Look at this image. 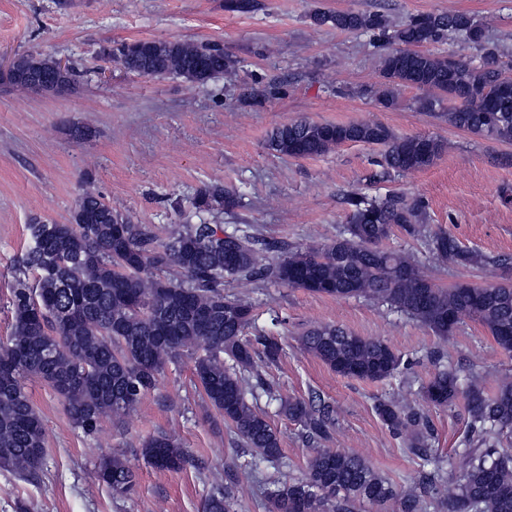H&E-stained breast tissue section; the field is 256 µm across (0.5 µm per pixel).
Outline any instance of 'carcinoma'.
Instances as JSON below:
<instances>
[{
	"instance_id": "cac0c4a2",
	"label": "carcinoma",
	"mask_w": 512,
	"mask_h": 512,
	"mask_svg": "<svg viewBox=\"0 0 512 512\" xmlns=\"http://www.w3.org/2000/svg\"><path fill=\"white\" fill-rule=\"evenodd\" d=\"M311 22L397 45L382 58L383 82L365 90L383 106L396 104L395 88H416L426 92L419 100L421 110L433 112L446 98L448 121L456 127L512 141V93L502 92L505 73L495 61L474 67L428 49L451 35L481 44L483 29L471 16L417 14L393 30L384 15L353 10L316 12ZM103 52L137 75H168L191 84L231 76L238 64L218 42L135 40ZM12 71V82L23 89L61 76L59 62L37 52L18 57ZM269 143L276 153L295 159L319 157L346 143L382 145L380 165L388 173L417 170L411 159L423 149L432 162L447 149L440 139L397 137L378 123L307 120L277 126ZM186 203L190 215L164 237L154 225L135 224L112 209L90 187L78 198L70 223L34 217L26 225L27 248L11 268L12 331L0 339V469L27 479L44 464L46 430L28 382L50 386L70 424L95 436L104 421L120 422L141 404L156 390L166 366L184 355L193 360L195 384L219 416L236 427L243 446L264 461L279 460L280 434L248 395L259 389L275 397L255 369L254 357L274 364L282 348L277 339L264 337L259 351L245 338L253 305L224 293L227 277L381 303L444 338L469 320L512 356L511 282L441 288L414 260L385 247L400 230L423 239L443 265L495 263L464 249L446 231H428L420 203L409 204L398 194L379 200L353 195L340 236L304 249L267 236L255 224L225 230L224 214L238 202L222 186H206ZM193 215L201 223H193ZM269 251L280 258L267 265L262 260ZM302 345L347 377L381 381L403 364L402 354L384 341L329 323L307 331ZM226 357L233 366L225 365ZM421 397L446 408L463 401L471 438L459 471L446 480L435 475L422 488L400 487L358 454L316 448L302 477L285 480L270 492L272 512H352L358 502L394 512H512V381L502 379L490 392L482 374L462 376L449 363L421 387ZM280 406L307 437H327L332 410L326 403L282 399ZM376 413L414 454L427 455L432 431L418 408L398 396L379 402ZM142 455L163 470L179 471L194 463L166 433L145 440ZM95 475L117 498L136 491L133 468L114 455L100 458ZM205 512H236L225 486H213Z\"/></svg>"
}]
</instances>
